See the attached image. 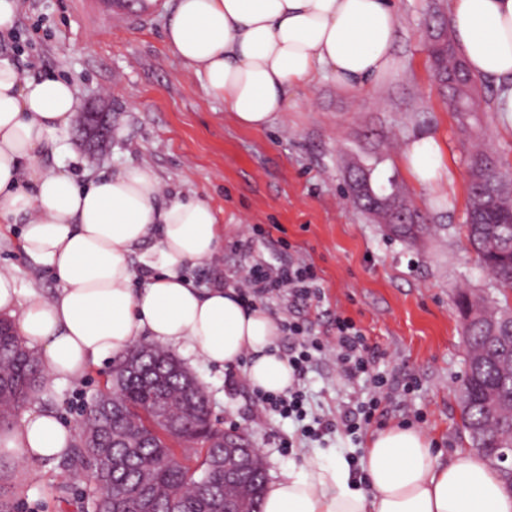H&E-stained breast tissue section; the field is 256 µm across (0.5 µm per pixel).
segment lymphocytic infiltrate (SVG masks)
<instances>
[{
	"instance_id": "f902f5d3",
	"label": "lymphocytic infiltrate",
	"mask_w": 512,
	"mask_h": 512,
	"mask_svg": "<svg viewBox=\"0 0 512 512\" xmlns=\"http://www.w3.org/2000/svg\"><path fill=\"white\" fill-rule=\"evenodd\" d=\"M237 289L243 301L250 305L279 295L287 297L292 306L321 298L316 273L311 265L303 262L253 266L242 276ZM281 327L288 335V363L294 381L283 393L256 391L255 396L266 411L301 422L302 436L315 439L338 430L353 436L382 425L390 401L388 381L376 369L367 338L351 317L337 315L336 334L332 337L312 334L306 322L293 316L283 320ZM320 355L334 360L340 378L361 379L371 385L367 399L348 405L336 419L308 412L309 396L302 381Z\"/></svg>"
}]
</instances>
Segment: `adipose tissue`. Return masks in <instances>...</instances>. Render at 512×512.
I'll return each mask as SVG.
<instances>
[{
	"label": "adipose tissue",
	"mask_w": 512,
	"mask_h": 512,
	"mask_svg": "<svg viewBox=\"0 0 512 512\" xmlns=\"http://www.w3.org/2000/svg\"><path fill=\"white\" fill-rule=\"evenodd\" d=\"M448 19L469 71L512 84V0H449ZM395 36L391 0H172L166 26L172 53L248 130L273 125L290 92L321 74L342 89L375 83ZM79 104L75 83L26 77L0 59V223L20 225L24 256L59 283L50 298L25 299L13 272L1 269L0 315L36 347L47 383L81 379L145 338L185 345L211 364L244 363L253 388L286 391L293 372L275 345L278 319L234 288H199L185 275L224 240L206 200L163 197L146 165L85 186L42 165ZM445 153L426 135L405 145L403 159L418 183L431 185L448 174ZM73 437V426L34 406L0 432V444L34 462L66 455ZM363 470L356 483L335 451L316 452L267 482L262 512H512L497 467L466 448L441 464L430 438L412 427L371 436Z\"/></svg>",
	"instance_id": "obj_1"
}]
</instances>
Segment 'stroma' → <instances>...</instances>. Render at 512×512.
<instances>
[{"label": "stroma", "mask_w": 512, "mask_h": 512, "mask_svg": "<svg viewBox=\"0 0 512 512\" xmlns=\"http://www.w3.org/2000/svg\"><path fill=\"white\" fill-rule=\"evenodd\" d=\"M168 0H156L145 19L105 28L75 0H20L6 56L33 77L54 75L80 84L83 104L112 114V145L90 158L75 134L63 136L66 149L47 153L42 163L64 168L80 184L100 172L146 164L164 192L198 195L212 206L224 227V246L213 261L189 267L187 277L206 287L235 286L255 263L287 260L290 251L313 263L329 314L317 332H333L331 316L354 319L377 348L381 371L411 381L391 395L387 425L405 423L427 433L443 455L466 446L455 387L466 364L457 292L492 291L467 240V155L474 139L484 141L502 171L512 174V112L502 111L501 87L479 79L480 109L472 129L462 130L434 77L427 46L435 16H447L448 0H392L396 12L394 61L387 75L360 90H343L332 79L296 88L282 119L262 131L238 127L221 99L208 96L195 72L175 57L164 36ZM432 134L447 148L448 177L428 187L416 184L400 160L412 138ZM369 173L373 185H393L404 194L429 230L408 242L352 201L351 166ZM271 230L272 236L248 253L235 250L242 234ZM20 225L0 238V268L13 271L21 289L55 291L53 275L21 254ZM173 353L208 391L217 427L244 430L259 448L268 478L281 476L309 455L334 449L355 470L367 447L336 432L298 447H281L291 421L264 412L243 364L210 365L186 346ZM114 365L107 358L78 382L48 386L37 402L67 423L105 388ZM305 384L320 414H337L364 398V382L336 375L327 360L315 362ZM12 484L22 512H82L93 490L89 478L76 479L61 460L16 463Z\"/></svg>", "instance_id": "1"}]
</instances>
